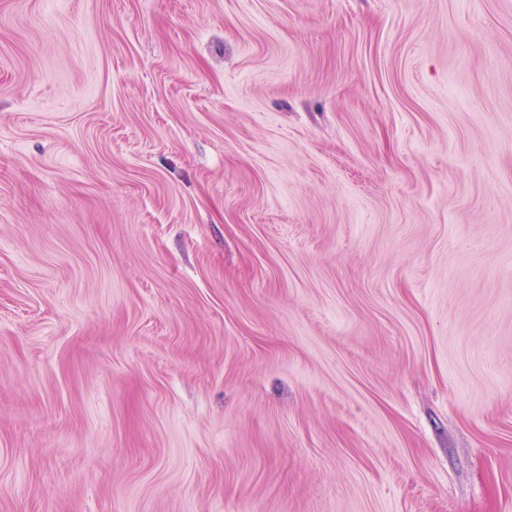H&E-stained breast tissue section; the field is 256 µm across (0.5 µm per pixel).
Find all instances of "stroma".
I'll return each instance as SVG.
<instances>
[{
  "label": "stroma",
  "instance_id": "obj_1",
  "mask_svg": "<svg viewBox=\"0 0 512 512\" xmlns=\"http://www.w3.org/2000/svg\"><path fill=\"white\" fill-rule=\"evenodd\" d=\"M0 512H512V0H0Z\"/></svg>",
  "mask_w": 512,
  "mask_h": 512
}]
</instances>
